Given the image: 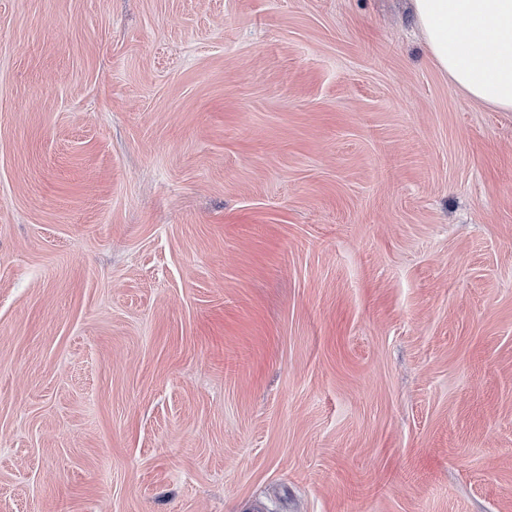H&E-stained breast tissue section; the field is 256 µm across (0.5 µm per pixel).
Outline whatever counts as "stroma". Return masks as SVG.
Here are the masks:
<instances>
[{"instance_id":"obj_1","label":"stroma","mask_w":512,"mask_h":512,"mask_svg":"<svg viewBox=\"0 0 512 512\" xmlns=\"http://www.w3.org/2000/svg\"><path fill=\"white\" fill-rule=\"evenodd\" d=\"M512 512V112L407 0H0V512Z\"/></svg>"}]
</instances>
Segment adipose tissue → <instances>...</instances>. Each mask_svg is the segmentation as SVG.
Instances as JSON below:
<instances>
[{
    "mask_svg": "<svg viewBox=\"0 0 512 512\" xmlns=\"http://www.w3.org/2000/svg\"><path fill=\"white\" fill-rule=\"evenodd\" d=\"M411 6L449 84L512 111V0H411Z\"/></svg>",
    "mask_w": 512,
    "mask_h": 512,
    "instance_id": "adipose-tissue-1",
    "label": "adipose tissue"
}]
</instances>
